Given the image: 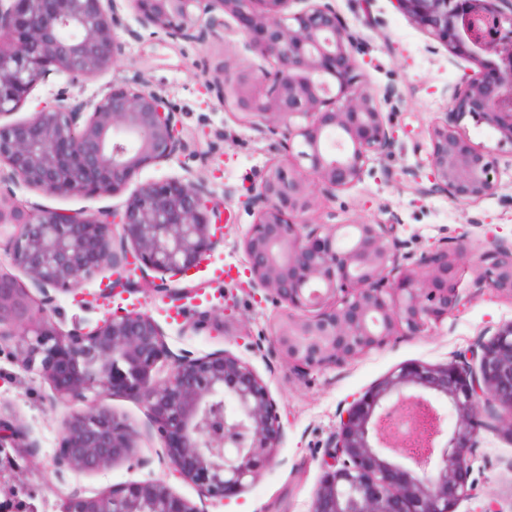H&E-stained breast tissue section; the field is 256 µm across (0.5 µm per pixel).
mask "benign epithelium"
<instances>
[{"mask_svg": "<svg viewBox=\"0 0 512 512\" xmlns=\"http://www.w3.org/2000/svg\"><path fill=\"white\" fill-rule=\"evenodd\" d=\"M108 2L109 8L103 7ZM204 42L224 16L261 31L256 51L276 68L256 83L223 72L211 90L262 133L279 131L286 159L265 170L243 207L255 221L243 240L252 286L284 311L274 344L296 374L336 365L397 336L421 335L459 310L468 233L419 251L392 224H314L312 186L353 187L391 153L393 125L365 89L356 56L361 35L335 0H0V238L24 278L0 269V346L12 344L69 408L53 464L100 471L135 455L140 433L101 403L121 394L145 409L147 432L169 451L162 461L205 498L231 501L276 459L284 438L267 383L228 350L174 352L148 313L118 308L94 323L61 328L55 293L109 268L120 292L158 283L169 301L195 299L185 277L222 243L220 205L201 181L141 187L123 209L66 213L20 204V181L48 195L110 197L141 168L186 152L182 109L130 85L95 104L67 92L15 119L32 91L55 75L75 84L116 66L117 29ZM448 54L476 65L448 86V112L434 127L429 186L458 206L497 195L495 155L467 142L465 121L512 147V0H391ZM299 6L290 11L292 5ZM475 288L512 295V243L486 241ZM216 332L213 311L196 312L181 333ZM436 403L439 426L423 460L406 456L383 421L406 403ZM320 459L310 512H456L471 495L472 461L484 433L512 438V324H503L442 365L406 362L339 408ZM39 440L15 414L0 412V512H39L25 472ZM205 512L163 481L129 482L87 496L73 489L60 512Z\"/></svg>", "mask_w": 512, "mask_h": 512, "instance_id": "1", "label": "benign epithelium"}]
</instances>
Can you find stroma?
I'll use <instances>...</instances> for the list:
<instances>
[{
    "mask_svg": "<svg viewBox=\"0 0 512 512\" xmlns=\"http://www.w3.org/2000/svg\"><path fill=\"white\" fill-rule=\"evenodd\" d=\"M335 5L351 27L362 29L369 44L367 56L359 61L361 79L381 111L390 114L396 143L392 153L382 160L381 171L365 175L361 182L336 196H315L309 220L394 223L399 237L412 240L421 251L440 238L453 239L464 233L469 236V253L473 256L483 249L489 237L511 242L512 205L503 204L502 199L512 196V149L498 147L487 127L471 125L467 133L472 145L493 150L499 159L497 196L463 209L443 195H420L406 176L410 169L420 176L428 175L430 132L447 110L448 85L456 83L461 75L460 68L449 62L447 50H430V38L409 17L397 12L390 0H375L373 13L381 25L371 29L361 26L357 0H335ZM225 68L250 78L274 68L272 61L255 51L241 23L231 17L226 18L214 37L204 42L174 41L147 31L138 38L126 39L119 65L84 83L71 84L63 74L54 77L32 92L19 110V117L29 116L38 105L52 103L63 91L96 101L111 87L135 82L181 107L183 137L195 157L188 160L179 154L170 161L144 167L124 193L113 197L49 196L20 182L12 190L27 207L90 213L104 207L122 208L130 194L146 184L174 179L206 183L214 199L224 207V242L196 275L204 287L195 304L201 311L224 308L223 335L181 334L190 311H177L149 285L135 294L116 295L112 304L102 305L99 312L106 315L122 306L150 313L176 351L185 349L198 355L231 351L264 378L278 402L285 437L276 461L238 501L226 504L209 500L208 512H270L272 505L279 503L286 504L288 512H309L321 476L318 462L338 425L339 405L380 383L401 363H446L457 351L467 349L479 334L512 323V295L492 289L476 290L473 276L468 273L462 282L465 306L431 325L424 335L391 339L346 363L312 370L303 376L289 368L285 353L264 356L281 311L264 291L249 285L243 240L254 217L243 209L240 197L247 190L258 188L267 166L283 160L285 152L281 134L258 133L239 123L232 112L218 103L209 82ZM391 87L399 94L392 105L385 100ZM109 277V271H98L81 289L59 295L64 329L86 319L83 299L86 294L105 288ZM51 396L44 379L22 369L9 349H0V405L29 425L40 441L41 473L30 477L29 482L44 497L45 512H59L60 494L72 488L91 496L124 482L162 481L180 497L198 502L197 486L178 478L159 462L165 445L155 436L141 438L137 450L138 455L150 458V465L123 460L95 473L68 471L63 477H56L52 460L66 410L52 404ZM471 478L472 496L461 501L456 512H479L492 500L499 503L503 512H512V439L483 434Z\"/></svg>",
    "mask_w": 512,
    "mask_h": 512,
    "instance_id": "stroma-1",
    "label": "stroma"
}]
</instances>
